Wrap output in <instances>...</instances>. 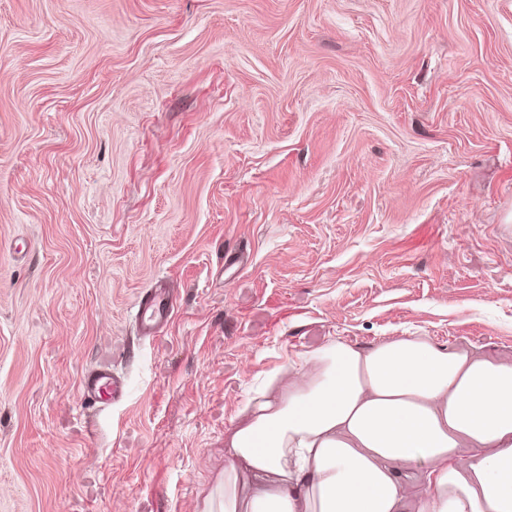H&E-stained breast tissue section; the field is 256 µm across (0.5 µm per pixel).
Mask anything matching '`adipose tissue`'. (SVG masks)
I'll use <instances>...</instances> for the list:
<instances>
[{"mask_svg":"<svg viewBox=\"0 0 512 512\" xmlns=\"http://www.w3.org/2000/svg\"><path fill=\"white\" fill-rule=\"evenodd\" d=\"M410 499L512 512V365L427 336L336 340L270 373L224 442V512H401Z\"/></svg>","mask_w":512,"mask_h":512,"instance_id":"1","label":"adipose tissue"}]
</instances>
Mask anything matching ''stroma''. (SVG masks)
<instances>
[{
	"label": "stroma",
	"mask_w": 512,
	"mask_h": 512,
	"mask_svg": "<svg viewBox=\"0 0 512 512\" xmlns=\"http://www.w3.org/2000/svg\"><path fill=\"white\" fill-rule=\"evenodd\" d=\"M406 332L512 364V0H0V512H216L258 378ZM170 299L166 293L154 290L139 303L136 319L143 336H154L170 315ZM81 388L93 404L112 402L126 393L124 380L112 369L99 368L88 372L81 381Z\"/></svg>",
	"instance_id": "35a3bbf8"
}]
</instances>
